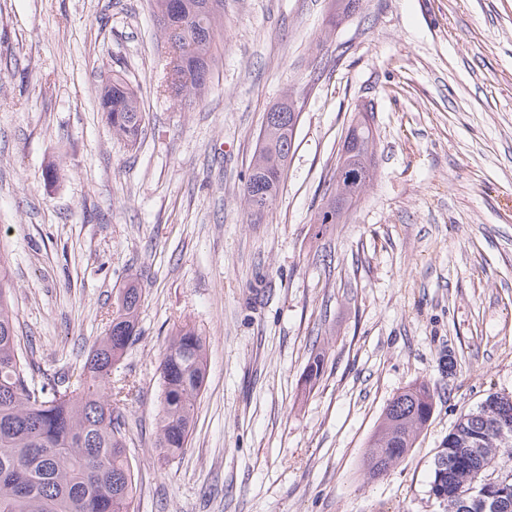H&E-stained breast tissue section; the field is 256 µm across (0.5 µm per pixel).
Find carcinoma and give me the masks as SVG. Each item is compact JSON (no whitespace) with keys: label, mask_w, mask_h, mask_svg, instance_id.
Here are the masks:
<instances>
[{"label":"carcinoma","mask_w":512,"mask_h":512,"mask_svg":"<svg viewBox=\"0 0 512 512\" xmlns=\"http://www.w3.org/2000/svg\"><path fill=\"white\" fill-rule=\"evenodd\" d=\"M163 17L164 35L176 65L170 77L181 90L206 87L217 60L216 36L201 38L198 15L168 17L161 0H152ZM112 135L134 145L145 124L139 97L117 71L100 102ZM294 142L292 131L266 134L253 155L244 190L248 206L261 195L266 206L278 194L280 173ZM374 135L366 121L351 125L333 176V197L317 223H339L371 176ZM139 290L125 289L120 307L77 371L34 375L16 333L10 289L0 282V512H133L136 487L127 456L126 422L115 404L131 388L112 385V368L137 340ZM206 376L205 339L194 330H176L161 364L163 399L157 413L156 448L174 456L187 446L196 398ZM498 394L488 395L461 416L435 458L430 492L448 512H512V447L499 449ZM407 403L408 418L391 424L392 410L371 438L365 465L376 477L412 447L429 420L434 391L415 383L393 398Z\"/></svg>","instance_id":"obj_1"}]
</instances>
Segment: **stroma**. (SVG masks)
Returning <instances> with one entry per match:
<instances>
[{
	"mask_svg": "<svg viewBox=\"0 0 512 512\" xmlns=\"http://www.w3.org/2000/svg\"><path fill=\"white\" fill-rule=\"evenodd\" d=\"M335 9L223 0L212 78L176 98L156 89L151 0H0V273L49 374L81 365L140 289L139 339L112 371L136 386L119 405L135 512H445L443 440L512 395V0H360L333 28ZM118 69L145 112L133 147L100 109ZM287 97L294 153L254 211L263 115ZM363 112L370 181L341 223H317ZM185 325L206 382L165 459L161 362ZM417 381L432 416L371 476L369 441Z\"/></svg>",
	"mask_w": 512,
	"mask_h": 512,
	"instance_id": "obj_1",
	"label": "stroma"
}]
</instances>
